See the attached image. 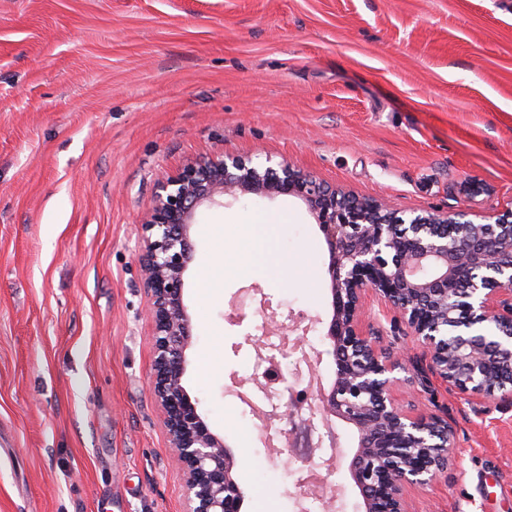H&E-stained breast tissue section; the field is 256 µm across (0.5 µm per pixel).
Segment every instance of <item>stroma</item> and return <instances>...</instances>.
<instances>
[{"mask_svg":"<svg viewBox=\"0 0 512 512\" xmlns=\"http://www.w3.org/2000/svg\"><path fill=\"white\" fill-rule=\"evenodd\" d=\"M220 150L408 215L479 223L512 207V0H0V512H185L151 394L139 219L159 178ZM269 216L281 226L264 252L245 274L214 273L202 301L213 233ZM191 237L185 385L236 454L244 512H299L315 469L337 512H363L351 424L331 421L334 459L284 436L289 388L335 378L318 332L304 354L275 331L274 400L249 366L270 349L254 334L261 301L281 322L331 318L307 205L229 196ZM366 303L385 346L421 355L396 310ZM397 378L401 406L436 404L456 433L448 470L407 487L411 512H512V402Z\"/></svg>","mask_w":512,"mask_h":512,"instance_id":"1","label":"stroma"}]
</instances>
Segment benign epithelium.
<instances>
[{"instance_id":"benign-epithelium-1","label":"benign epithelium","mask_w":512,"mask_h":512,"mask_svg":"<svg viewBox=\"0 0 512 512\" xmlns=\"http://www.w3.org/2000/svg\"><path fill=\"white\" fill-rule=\"evenodd\" d=\"M239 193L303 200L327 244L332 316L323 339L336 378L327 390L317 387L318 403L303 420L305 447H321L312 442L318 416L352 424L359 444L350 472L365 512H409L406 487L427 485L448 469L455 432L446 417L395 404L393 372L414 357L363 330L365 299L372 294L399 312L424 349V380L469 399L500 392L512 401V208L487 223L464 213L407 216L284 160L260 165L222 151L158 180L141 222L139 265L155 336L151 393L182 465L186 512H241L244 498L235 454L184 386L193 342L183 298L195 252L191 228L200 207Z\"/></svg>"}]
</instances>
